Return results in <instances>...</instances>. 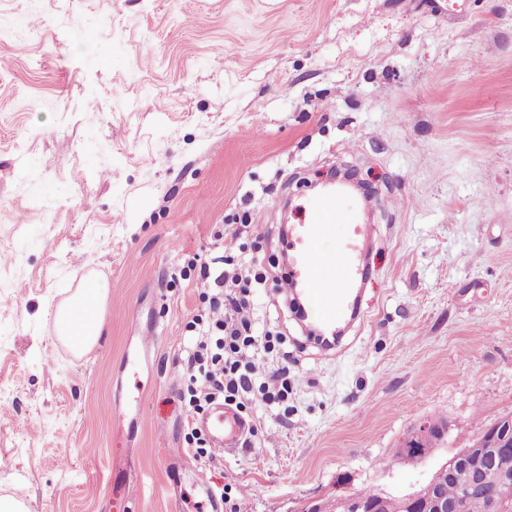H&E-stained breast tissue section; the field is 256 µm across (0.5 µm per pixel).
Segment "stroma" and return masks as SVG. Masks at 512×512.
Masks as SVG:
<instances>
[{"label": "stroma", "instance_id": "obj_1", "mask_svg": "<svg viewBox=\"0 0 512 512\" xmlns=\"http://www.w3.org/2000/svg\"><path fill=\"white\" fill-rule=\"evenodd\" d=\"M376 194L340 355L275 283L256 331L296 355L253 447L182 451L185 268L244 215L281 257L312 184ZM111 283L77 354L55 312ZM157 342L125 369L140 332ZM512 417V0H0V499L24 512H300L418 490ZM450 431L394 456L422 420Z\"/></svg>", "mask_w": 512, "mask_h": 512}]
</instances>
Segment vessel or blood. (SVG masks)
I'll return each instance as SVG.
<instances>
[{
	"instance_id": "b4317fda",
	"label": "vessel or blood",
	"mask_w": 512,
	"mask_h": 512,
	"mask_svg": "<svg viewBox=\"0 0 512 512\" xmlns=\"http://www.w3.org/2000/svg\"><path fill=\"white\" fill-rule=\"evenodd\" d=\"M304 219L289 225L285 238L288 263L280 280L285 292L300 291L321 324L333 326L356 318L352 295L369 272L371 227L339 192L307 199ZM336 241L335 251L326 242ZM202 428L217 451L237 447L246 423L233 409L218 404Z\"/></svg>"
}]
</instances>
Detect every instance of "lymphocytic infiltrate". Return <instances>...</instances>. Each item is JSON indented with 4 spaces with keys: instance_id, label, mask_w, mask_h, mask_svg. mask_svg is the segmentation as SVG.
<instances>
[{
    "instance_id": "lymphocytic-infiltrate-1",
    "label": "lymphocytic infiltrate",
    "mask_w": 512,
    "mask_h": 512,
    "mask_svg": "<svg viewBox=\"0 0 512 512\" xmlns=\"http://www.w3.org/2000/svg\"><path fill=\"white\" fill-rule=\"evenodd\" d=\"M251 233V225H236L222 251L200 265L205 309L187 324L195 342L178 372L183 385L180 401L193 420L217 400L246 417L255 399L282 403L288 398L287 362H278L267 372L254 362L258 352H279L285 339L269 332L256 334L249 318L251 290L270 275L268 267L241 261Z\"/></svg>"
}]
</instances>
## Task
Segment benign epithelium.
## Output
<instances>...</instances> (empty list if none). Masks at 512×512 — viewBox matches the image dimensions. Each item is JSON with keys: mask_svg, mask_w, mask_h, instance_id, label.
<instances>
[{"mask_svg": "<svg viewBox=\"0 0 512 512\" xmlns=\"http://www.w3.org/2000/svg\"><path fill=\"white\" fill-rule=\"evenodd\" d=\"M448 432V421L424 420L405 434L395 453H409L422 461L445 441ZM510 448L511 417L491 424L469 447L443 464L450 475L456 466L468 473L464 490L454 503H448L441 488L430 479L418 490L400 497L403 512H465L467 500L475 495L485 498L488 512H512V476L496 471L491 465L492 460ZM385 498L383 493L359 490L337 497L336 503L339 512H383Z\"/></svg>", "mask_w": 512, "mask_h": 512, "instance_id": "benign-epithelium-1", "label": "benign epithelium"}]
</instances>
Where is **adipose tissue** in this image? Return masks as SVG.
<instances>
[{
  "label": "adipose tissue",
  "mask_w": 512,
  "mask_h": 512,
  "mask_svg": "<svg viewBox=\"0 0 512 512\" xmlns=\"http://www.w3.org/2000/svg\"><path fill=\"white\" fill-rule=\"evenodd\" d=\"M107 293V285L98 283L82 289L67 304L58 308L56 328L74 350L82 353L91 349L102 335V308Z\"/></svg>",
  "instance_id": "ef3b65f1"
}]
</instances>
